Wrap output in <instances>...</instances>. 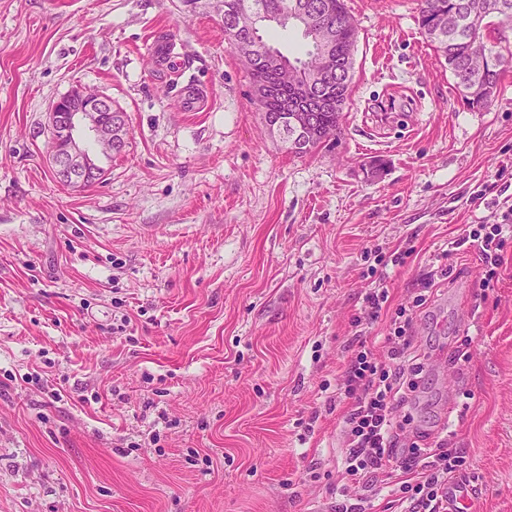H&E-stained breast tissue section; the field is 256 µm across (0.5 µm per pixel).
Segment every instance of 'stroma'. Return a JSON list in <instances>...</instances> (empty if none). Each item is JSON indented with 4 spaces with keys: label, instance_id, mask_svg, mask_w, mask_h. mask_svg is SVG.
I'll list each match as a JSON object with an SVG mask.
<instances>
[{
    "label": "stroma",
    "instance_id": "1",
    "mask_svg": "<svg viewBox=\"0 0 512 512\" xmlns=\"http://www.w3.org/2000/svg\"><path fill=\"white\" fill-rule=\"evenodd\" d=\"M347 7L341 131L299 157L266 131L223 0H0V512H326L352 321L376 280L408 306L444 266L414 424L463 449L475 512H512V246L488 289L455 246L512 204V67L469 109L418 0ZM190 77L204 111L182 108ZM76 86L128 119L85 188L50 162Z\"/></svg>",
    "mask_w": 512,
    "mask_h": 512
}]
</instances>
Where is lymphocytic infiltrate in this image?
<instances>
[{"label": "lymphocytic infiltrate", "instance_id": "f902f5d3", "mask_svg": "<svg viewBox=\"0 0 512 512\" xmlns=\"http://www.w3.org/2000/svg\"><path fill=\"white\" fill-rule=\"evenodd\" d=\"M511 238L512 208L490 232L466 229L458 242L479 252L489 281L497 278L501 250ZM411 325L405 307L397 306L382 356L354 350L336 385V400L346 409L334 512H365L386 487L393 489L399 512H447L448 484L460 476L461 451L444 441L428 447V432L412 424L411 395L424 366L414 360Z\"/></svg>", "mask_w": 512, "mask_h": 512}]
</instances>
